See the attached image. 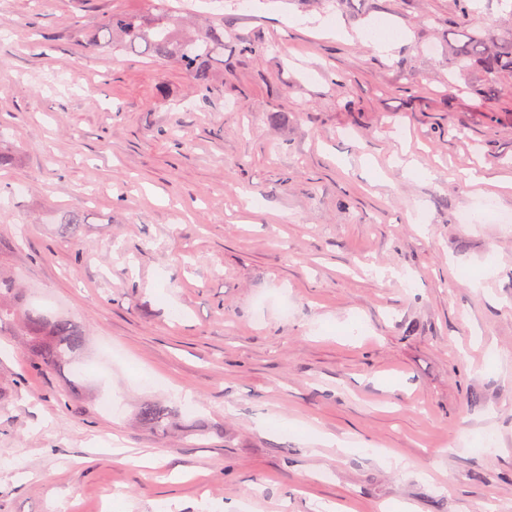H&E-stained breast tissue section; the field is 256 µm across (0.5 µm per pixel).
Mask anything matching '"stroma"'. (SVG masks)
I'll return each instance as SVG.
<instances>
[{"mask_svg":"<svg viewBox=\"0 0 512 512\" xmlns=\"http://www.w3.org/2000/svg\"><path fill=\"white\" fill-rule=\"evenodd\" d=\"M185 3L0 0V269L92 368L0 335V512H512V76L451 75L453 0H221L207 92L86 44ZM139 419L157 431H163L172 418V413L152 403L144 404L139 411Z\"/></svg>","mask_w":512,"mask_h":512,"instance_id":"35a3bbf8","label":"stroma"}]
</instances>
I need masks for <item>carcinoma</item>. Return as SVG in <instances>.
I'll return each mask as SVG.
<instances>
[{
  "label": "carcinoma",
  "instance_id": "cac0c4a2",
  "mask_svg": "<svg viewBox=\"0 0 512 512\" xmlns=\"http://www.w3.org/2000/svg\"><path fill=\"white\" fill-rule=\"evenodd\" d=\"M454 2V13L448 18V27L459 36L452 47L454 71L464 74L478 61L483 68V81L490 86L501 76L512 75V31L504 35L494 27L471 30L474 0ZM116 34L124 49L152 60L173 62L192 75L200 88L211 89L212 62L224 52V32L220 28L206 26L189 34L174 13L165 10L141 15L114 13L102 23L97 41L110 48ZM83 223L84 215L79 209L69 210L59 218L61 233L72 238ZM7 329L24 339L33 368L42 373L73 364L86 346L87 332L83 327L34 306L19 284L0 275V332ZM171 418L172 413L152 403L144 404L139 411V419L157 431L164 430Z\"/></svg>",
  "mask_w": 512,
  "mask_h": 512
}]
</instances>
